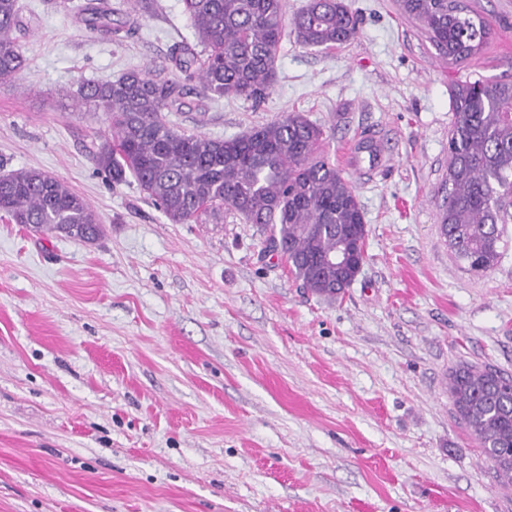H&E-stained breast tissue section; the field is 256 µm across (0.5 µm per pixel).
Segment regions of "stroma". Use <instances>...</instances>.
<instances>
[{"label": "stroma", "instance_id": "stroma-1", "mask_svg": "<svg viewBox=\"0 0 512 512\" xmlns=\"http://www.w3.org/2000/svg\"><path fill=\"white\" fill-rule=\"evenodd\" d=\"M87 0H19L27 68L0 80V174L38 169L97 214L82 242L0 219V512H512L448 396L461 363L512 375V221L503 255L468 273L441 232L459 80L512 77V0L481 57L451 66L396 0H346L356 35L330 51L281 43L260 103L187 83L167 121L227 139L291 111L321 125L354 186L361 271L326 300L255 225L172 224L92 152L103 113L64 94L159 72L193 29L154 0L116 40ZM391 157L348 166L360 138Z\"/></svg>", "mask_w": 512, "mask_h": 512}]
</instances>
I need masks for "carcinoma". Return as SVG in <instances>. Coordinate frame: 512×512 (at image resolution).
<instances>
[{"instance_id":"obj_1","label":"carcinoma","mask_w":512,"mask_h":512,"mask_svg":"<svg viewBox=\"0 0 512 512\" xmlns=\"http://www.w3.org/2000/svg\"><path fill=\"white\" fill-rule=\"evenodd\" d=\"M124 21L112 19L109 0L84 6L92 33L119 35L152 7ZM194 41L168 58L176 77L130 70L108 82L79 85L77 98L106 115L111 135L94 154L113 183L132 176L172 224H222L224 209L267 234L266 247L285 260L311 294L334 298L358 275L366 224L354 187L327 150L323 127L303 113L230 139L187 134L164 113L182 104L184 83L196 81L208 98H263L276 78V56L286 29L307 48L334 49L358 30L345 0H308L286 21L283 0H182ZM450 65L477 59L492 22L470 15L460 0H396ZM21 17L17 0H0V79L27 68L13 38ZM448 136V176L441 224L465 270L487 274L498 264L503 224L512 208V79L457 81ZM0 217L32 232H55L91 242L101 234L90 204L58 178L37 169L0 176ZM346 249L345 263L334 261ZM458 418L478 442L503 486H512V376L462 363L449 375Z\"/></svg>"}]
</instances>
